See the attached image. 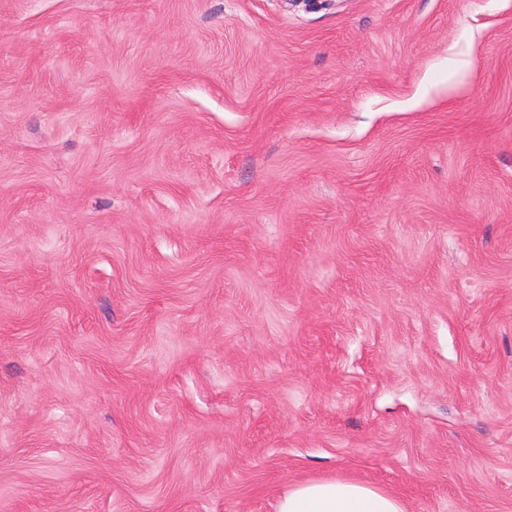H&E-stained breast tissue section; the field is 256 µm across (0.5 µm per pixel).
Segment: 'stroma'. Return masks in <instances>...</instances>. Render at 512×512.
I'll use <instances>...</instances> for the list:
<instances>
[{
    "mask_svg": "<svg viewBox=\"0 0 512 512\" xmlns=\"http://www.w3.org/2000/svg\"><path fill=\"white\" fill-rule=\"evenodd\" d=\"M512 512V0H0V512ZM276 512H404L388 492L349 480H311L284 490Z\"/></svg>",
    "mask_w": 512,
    "mask_h": 512,
    "instance_id": "1",
    "label": "stroma"
}]
</instances>
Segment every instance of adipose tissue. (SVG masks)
<instances>
[{
	"mask_svg": "<svg viewBox=\"0 0 512 512\" xmlns=\"http://www.w3.org/2000/svg\"><path fill=\"white\" fill-rule=\"evenodd\" d=\"M276 512H404V508L397 496L363 483L311 480L284 490Z\"/></svg>",
	"mask_w": 512,
	"mask_h": 512,
	"instance_id": "1",
	"label": "adipose tissue"
}]
</instances>
